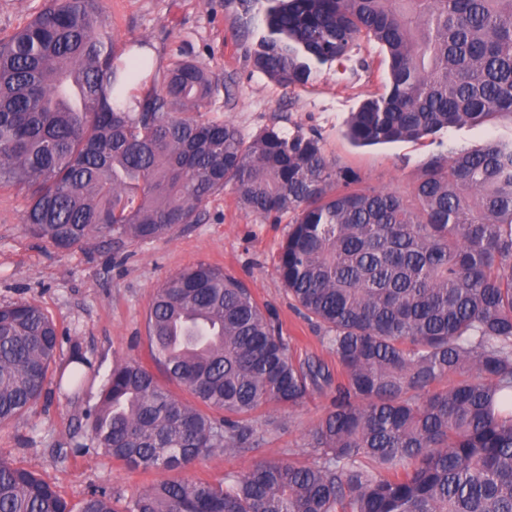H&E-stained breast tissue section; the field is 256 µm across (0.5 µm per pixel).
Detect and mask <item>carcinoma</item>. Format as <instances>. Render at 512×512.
Here are the masks:
<instances>
[{
  "label": "carcinoma",
  "instance_id": "obj_1",
  "mask_svg": "<svg viewBox=\"0 0 512 512\" xmlns=\"http://www.w3.org/2000/svg\"><path fill=\"white\" fill-rule=\"evenodd\" d=\"M261 5L253 64L281 86L349 57L359 39L389 56L387 94L352 113L359 145L416 140L512 114V0H241ZM122 54L101 0H48L0 42V188L29 194L23 223L59 249H121L201 220L232 185L274 224L288 294L323 327L342 368L300 362L250 289L198 262L166 280L147 316L154 362H118L88 414L91 448L143 472L258 448L254 414L335 391L310 430L319 461L266 459L224 479L161 478L124 512H512V139L450 148L412 200L356 187L318 136L271 127L247 138L201 109L211 71L175 58L152 87ZM55 324L0 305V425L29 412L56 365ZM66 378L80 390L73 346ZM0 512H73L60 492L0 456ZM78 512H118L92 488Z\"/></svg>",
  "mask_w": 512,
  "mask_h": 512
}]
</instances>
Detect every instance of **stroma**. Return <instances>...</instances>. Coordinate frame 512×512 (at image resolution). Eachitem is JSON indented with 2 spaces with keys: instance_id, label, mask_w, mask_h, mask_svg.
<instances>
[{
  "instance_id": "obj_1",
  "label": "stroma",
  "mask_w": 512,
  "mask_h": 512,
  "mask_svg": "<svg viewBox=\"0 0 512 512\" xmlns=\"http://www.w3.org/2000/svg\"><path fill=\"white\" fill-rule=\"evenodd\" d=\"M101 3L103 25L126 53H134L142 40L155 55L156 71L166 70L182 52L215 74L220 92L208 105L212 117L231 122L248 137L268 127L289 137L319 135L326 158L356 176L364 189L411 197L432 155L512 137V115L503 113L478 126L358 147L345 135L351 114L388 84V60L378 44L357 41L349 61L315 66L307 83L285 88L254 67L251 55L264 27L260 17L243 12L238 0ZM26 205V191L0 189V305L27 302L42 308L60 334L58 369L68 370L76 347L91 364L92 379L77 392L50 385L31 411L0 425V455L54 485L71 506L80 507L91 487L106 486L120 510L158 478L101 453L65 457L58 449L85 425L116 362L142 363L177 397L188 399L183 387L156 369L146 333L158 288L181 269L201 261L241 279L276 316L296 360L316 357L337 370L320 329L299 313L278 275L277 255L287 224L243 209L232 188L205 202L199 223L119 252L94 240L56 249L26 230ZM331 403L332 394L325 390L293 408H266L258 418L273 425L264 445L200 458L176 476L212 481L268 458L316 461L308 433Z\"/></svg>"
}]
</instances>
